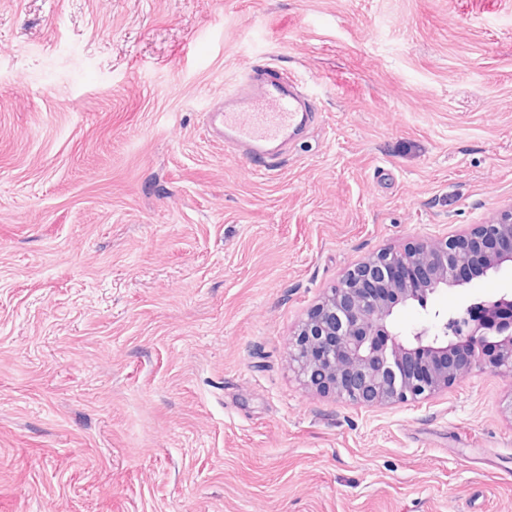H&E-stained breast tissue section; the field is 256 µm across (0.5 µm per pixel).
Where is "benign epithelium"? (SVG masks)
<instances>
[{"label":"benign epithelium","mask_w":512,"mask_h":512,"mask_svg":"<svg viewBox=\"0 0 512 512\" xmlns=\"http://www.w3.org/2000/svg\"><path fill=\"white\" fill-rule=\"evenodd\" d=\"M512 261V203L485 224L444 240L386 249L349 268L307 314L290 358L310 387L363 406L425 399L474 368L512 374V299L487 301L461 317L440 318L404 342L392 332L398 306L472 281L470 267L499 270ZM502 337L495 350L486 336Z\"/></svg>","instance_id":"benign-epithelium-1"}]
</instances>
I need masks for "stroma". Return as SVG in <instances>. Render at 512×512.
I'll return each mask as SVG.
<instances>
[{
  "instance_id": "obj_1",
  "label": "stroma",
  "mask_w": 512,
  "mask_h": 512,
  "mask_svg": "<svg viewBox=\"0 0 512 512\" xmlns=\"http://www.w3.org/2000/svg\"><path fill=\"white\" fill-rule=\"evenodd\" d=\"M261 64L320 114L254 173L205 122ZM510 203L512 0H0V512H512V376L363 407L289 360L349 267Z\"/></svg>"
}]
</instances>
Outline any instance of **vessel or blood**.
<instances>
[{
	"mask_svg": "<svg viewBox=\"0 0 512 512\" xmlns=\"http://www.w3.org/2000/svg\"><path fill=\"white\" fill-rule=\"evenodd\" d=\"M319 107L291 73L268 65L251 68L245 82L224 98L212 114L210 130L236 149L252 170L276 167L301 131L310 127Z\"/></svg>",
	"mask_w": 512,
	"mask_h": 512,
	"instance_id": "vessel-or-blood-1",
	"label": "vessel or blood"
}]
</instances>
